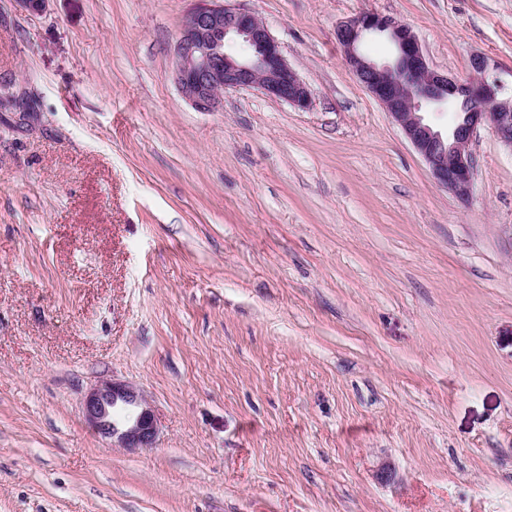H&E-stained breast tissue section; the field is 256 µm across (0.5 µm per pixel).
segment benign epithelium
<instances>
[{
	"label": "benign epithelium",
	"instance_id": "7a95c632",
	"mask_svg": "<svg viewBox=\"0 0 512 512\" xmlns=\"http://www.w3.org/2000/svg\"><path fill=\"white\" fill-rule=\"evenodd\" d=\"M367 33H383L394 46L391 61L377 63L360 52ZM337 38L346 61L372 95L399 124L434 180L461 198L471 194L474 158L469 145L481 126L492 129L512 147V101L499 97L500 85L485 78L488 59L473 56L474 76L459 83L429 67L409 26L378 13L340 22ZM171 76L177 89L201 112H217L224 93L256 89L266 97L298 109L312 106V95L290 66L281 43L253 12L235 0H196L174 46ZM461 99L462 118L443 134L428 124L422 110ZM80 412L115 448L131 451L155 446L156 416L135 386L114 380L98 382L86 394Z\"/></svg>",
	"mask_w": 512,
	"mask_h": 512
}]
</instances>
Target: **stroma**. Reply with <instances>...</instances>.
I'll return each instance as SVG.
<instances>
[{"label":"stroma","mask_w":512,"mask_h":512,"mask_svg":"<svg viewBox=\"0 0 512 512\" xmlns=\"http://www.w3.org/2000/svg\"><path fill=\"white\" fill-rule=\"evenodd\" d=\"M238 2L310 109L186 102L195 0H0V512H512V147L440 187L336 38L395 17L512 98V0ZM112 378L154 448L82 417ZM80 412L113 447L131 451L154 448L158 437L156 416L145 396L130 383L102 380L86 394Z\"/></svg>","instance_id":"35a3bbf8"}]
</instances>
